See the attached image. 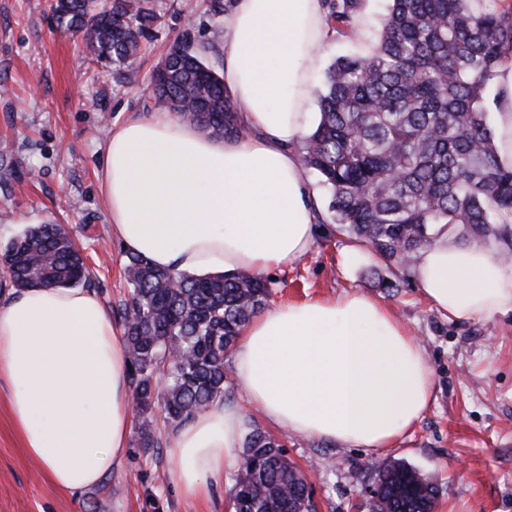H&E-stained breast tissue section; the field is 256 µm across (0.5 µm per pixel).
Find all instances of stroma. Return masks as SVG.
Wrapping results in <instances>:
<instances>
[{"label":"stroma","instance_id":"1","mask_svg":"<svg viewBox=\"0 0 512 512\" xmlns=\"http://www.w3.org/2000/svg\"><path fill=\"white\" fill-rule=\"evenodd\" d=\"M52 0H0V249L28 227L30 217L65 225L96 282L112 320L127 297V254L112 231L101 192L104 145L128 120L155 116L151 75L183 38L220 57L224 30L206 0H151L159 23L132 63H93L82 34L56 30ZM386 0H368L359 39L324 48L315 82L336 57L368 40ZM310 251L270 282V305L362 292L387 306L424 349L433 378L431 406L390 452L433 479L435 512H512V313L454 322L437 311L415 281L375 288L376 275L395 265L370 251L352 256L354 242L330 221ZM299 467L319 463L312 483L320 512H372L365 494L374 453L274 429ZM169 457L155 459L130 443L120 465L99 487L68 493L30 460L17 435L0 383V512H227L232 475L212 483L204 499L181 497L169 479Z\"/></svg>","mask_w":512,"mask_h":512}]
</instances>
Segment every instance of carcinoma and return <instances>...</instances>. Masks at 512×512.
I'll list each match as a JSON object with an SVG mask.
<instances>
[{"label":"carcinoma","mask_w":512,"mask_h":512,"mask_svg":"<svg viewBox=\"0 0 512 512\" xmlns=\"http://www.w3.org/2000/svg\"><path fill=\"white\" fill-rule=\"evenodd\" d=\"M338 38L353 37L367 0H325ZM147 0H54L56 29L82 32L91 60L123 65L159 16ZM234 0H208L217 21ZM512 60V0H388L370 44L342 55L315 90L319 122L302 159L329 190L336 231L412 272L435 228L465 229L470 245L496 241L512 259V169L498 159L489 95ZM156 105L216 137H237L238 107L207 47L175 44L152 75ZM14 286L92 287L81 248L58 224H37L0 254ZM129 300L121 305L128 380L141 423L138 444L159 453L147 415L159 408L181 426L224 399V358L261 313L267 281L178 273L127 255ZM374 512H432L436 485L416 467L375 469ZM235 512H317L310 480L273 436L246 435L232 494Z\"/></svg>","instance_id":"cac0c4a2"}]
</instances>
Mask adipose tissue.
I'll return each mask as SVG.
<instances>
[{
	"label": "adipose tissue",
	"instance_id": "ef3b65f1",
	"mask_svg": "<svg viewBox=\"0 0 512 512\" xmlns=\"http://www.w3.org/2000/svg\"><path fill=\"white\" fill-rule=\"evenodd\" d=\"M224 85L242 135L221 140L168 113L132 119L104 147L102 189L126 252L177 272L262 274L294 262L319 231L295 149L313 125L311 78L333 33L324 0H235L224 16ZM494 114L512 168V61L498 70ZM415 280L460 322L512 312V268L495 247L441 229ZM128 353L86 289L30 287L0 297V380L27 454L66 492L97 486L124 458L131 430ZM245 406L216 401L168 441L172 482L201 499L237 471L246 407L270 426L385 454L432 400L414 336L375 299L351 292L274 306L230 353Z\"/></svg>",
	"mask_w": 512,
	"mask_h": 512
}]
</instances>
